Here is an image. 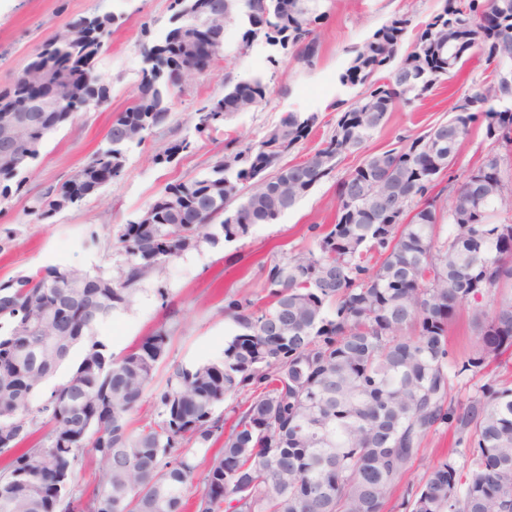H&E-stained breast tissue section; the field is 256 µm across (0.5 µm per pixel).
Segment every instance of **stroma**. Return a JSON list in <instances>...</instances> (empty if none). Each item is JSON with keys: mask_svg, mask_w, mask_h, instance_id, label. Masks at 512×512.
<instances>
[{"mask_svg": "<svg viewBox=\"0 0 512 512\" xmlns=\"http://www.w3.org/2000/svg\"><path fill=\"white\" fill-rule=\"evenodd\" d=\"M170 4L171 0H0V87L11 83L27 64L36 43L61 32L71 18L93 13L112 18L96 64L110 90L106 106L78 112L72 124L51 135L20 191L0 202V284L53 265L116 277L124 262L116 242L122 225L137 220L168 184L205 176L215 156L223 154L225 138L259 143L284 113L319 116L313 132L287 156L291 163L306 159L331 135L339 103L351 102L356 94L339 82L350 49L406 11L412 12L414 27H421L438 0H325L327 18L318 29L313 65L300 62L294 50L262 41L246 55L220 59L173 96L164 128L127 149L117 181L43 223H30L25 211L31 199L74 175L103 145L115 114L130 106L144 67L142 48L171 27ZM257 72L271 90L268 102L235 114L217 132L199 134L195 111L207 99L223 94L225 74L245 77ZM490 72L483 56L473 55L460 80L437 86L425 100L397 107L387 123L372 132L362 151L342 158L279 223L260 224L247 238L204 244L171 259L160 274L143 282L127 311L99 327V338L119 356L157 323L169 320L172 337L168 358L155 373L157 387L164 384L171 365L191 367L222 357L234 334L233 324L224 317L225 294L261 295L265 265L315 248L314 225L332 223L337 180L365 154L393 148L400 136L422 133L447 119L451 94L484 83ZM181 140L189 143L186 151L171 163L154 162L160 143Z\"/></svg>", "mask_w": 512, "mask_h": 512, "instance_id": "stroma-1", "label": "stroma"}]
</instances>
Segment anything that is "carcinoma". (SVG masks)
Wrapping results in <instances>:
<instances>
[{
  "mask_svg": "<svg viewBox=\"0 0 512 512\" xmlns=\"http://www.w3.org/2000/svg\"><path fill=\"white\" fill-rule=\"evenodd\" d=\"M321 2L172 0L178 25L145 50L139 92L112 120L106 145L75 173L83 195L72 197L65 182L48 187L26 210L30 222L121 177L127 147L169 119L172 91L182 89L190 65L184 45L206 16L247 26L246 42L259 13L266 32L311 65L327 16ZM440 2L407 50V12L385 25L386 40L372 35L350 50L339 82L360 87L357 99L303 162L282 158L318 116L287 112L259 144L228 139L206 176L166 187L118 235L125 262L112 287H97L96 275L83 285L59 265L0 286V454L9 456L0 467V512H188L190 505L194 512H383L425 437L440 429L467 445L469 464L459 467L451 453L437 461L417 485L406 486L404 512H512V388L483 384L463 402L453 395L455 378L506 364L512 352V234L499 233L503 224L512 227V194L498 188L500 199L463 217L461 198L482 187L470 173L461 181L450 176L444 187L437 181L477 123L490 141L480 167L491 180L505 179L508 155L501 150L512 151V95L498 94L491 81L464 91L448 120L368 154L341 178L335 222L316 248L266 267L264 296L225 294L224 317L236 332L223 357L193 368L172 365L154 393L157 419L137 431L129 416L166 361L168 321L177 312L121 357L97 339V328L128 310L143 281L167 261L221 236L232 242L257 224L278 223L396 107L460 78L468 58H437L439 42L499 63L500 51L512 45V0ZM93 19L90 27L84 16L71 20L61 42L42 41L11 86L0 89V111H24L27 81L63 84L61 63L79 76L30 122V142L40 150L75 112L107 103L95 61L111 18ZM389 66L391 76H379ZM244 82L265 101L261 75L229 72L224 95L196 110L197 132L224 125ZM186 148L185 141L162 144L155 161L167 163ZM23 183L0 152V200ZM395 184L405 191L387 196L390 209L373 205L371 196ZM465 307L478 336L456 359L449 330ZM48 344L55 353L44 357ZM76 347L80 358L69 380L33 406L45 379ZM84 397L109 408L89 419L79 406ZM41 423L50 432L24 446ZM199 450L210 457L196 486ZM88 453L98 462L90 490L75 483Z\"/></svg>",
  "mask_w": 512,
  "mask_h": 512,
  "instance_id": "carcinoma-1",
  "label": "carcinoma"
}]
</instances>
